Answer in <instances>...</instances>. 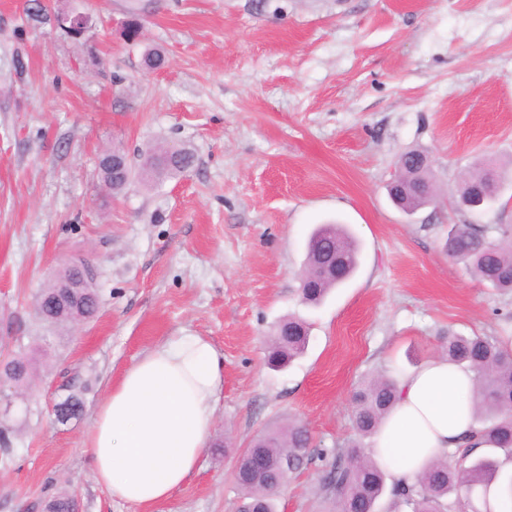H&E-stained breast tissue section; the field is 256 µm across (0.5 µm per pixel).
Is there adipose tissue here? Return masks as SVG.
<instances>
[{
	"instance_id": "obj_1",
	"label": "adipose tissue",
	"mask_w": 512,
	"mask_h": 512,
	"mask_svg": "<svg viewBox=\"0 0 512 512\" xmlns=\"http://www.w3.org/2000/svg\"><path fill=\"white\" fill-rule=\"evenodd\" d=\"M224 356L206 339L179 336L122 374L86 443L94 476L113 499L147 512L198 469L214 426ZM473 374L437 356L399 383V400L373 437L372 458L391 481L412 482L433 460L477 448Z\"/></svg>"
}]
</instances>
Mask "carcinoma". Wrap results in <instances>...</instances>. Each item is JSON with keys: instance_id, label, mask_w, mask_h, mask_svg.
Here are the masks:
<instances>
[{"instance_id": "carcinoma-1", "label": "carcinoma", "mask_w": 512, "mask_h": 512, "mask_svg": "<svg viewBox=\"0 0 512 512\" xmlns=\"http://www.w3.org/2000/svg\"><path fill=\"white\" fill-rule=\"evenodd\" d=\"M155 155L148 170L163 177H174L195 162L194 155L180 148L152 146ZM111 153L103 154L98 163L101 179L112 190L123 188L131 176V167L112 171ZM502 174L496 163H484L468 173L462 182L459 200L482 192L481 176L488 171ZM446 252L462 262L476 278L501 291H512V239H488L485 231L474 224H455L448 233ZM358 265V246L338 223L320 224L310 235L301 294L305 302L320 303L328 293L349 278ZM85 295L73 305L46 320L51 325L70 323L74 315L89 317L95 313L94 296L98 289L85 288ZM281 333L270 348L269 365L282 368L301 354L310 338L309 324L296 317L275 327ZM445 355L474 374L475 419L478 432L486 437L490 448L482 455L466 448L455 459L433 462L407 486L387 488L386 470L355 442L342 453L324 451L321 457L332 458L323 478V489L333 497L334 512H377L378 502L388 493L396 507L408 512H454L460 498L478 486L500 482L512 492V473L502 469L500 458L512 459V353L489 336L448 334ZM13 360L26 365L19 373L6 367L0 380L8 387L28 381L31 366L26 357L14 354ZM399 378L390 374L372 376L353 392L354 428L359 438L373 436L398 397ZM311 436L300 422L271 430L251 441L250 453L239 457L234 481L239 490L238 512H276V500L288 476L309 463Z\"/></svg>"}]
</instances>
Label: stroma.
<instances>
[{
  "mask_svg": "<svg viewBox=\"0 0 512 512\" xmlns=\"http://www.w3.org/2000/svg\"><path fill=\"white\" fill-rule=\"evenodd\" d=\"M79 8L74 38L0 0V356L36 364L9 425L0 512H141L92 473L85 439L137 358L172 336L224 356V388L201 466L149 512H234L239 453L264 431L304 423L311 459L277 512H332L321 450L355 438L351 393L441 354L449 333L512 336V292L448 258V232L512 226V0H44ZM141 35L125 37L131 20ZM164 54L158 70L147 50ZM149 144L195 165L156 183L103 187L113 146ZM425 153L433 205L408 214L387 185L398 157ZM504 172L489 209L455 208L464 173ZM337 219L360 247L354 276L322 304L300 298L311 232ZM97 268L100 305L79 331L36 319L32 300L63 262ZM311 325L305 352L266 363L281 319ZM80 415L56 421L69 395Z\"/></svg>",
  "mask_w": 512,
  "mask_h": 512,
  "instance_id": "obj_1",
  "label": "stroma"
}]
</instances>
